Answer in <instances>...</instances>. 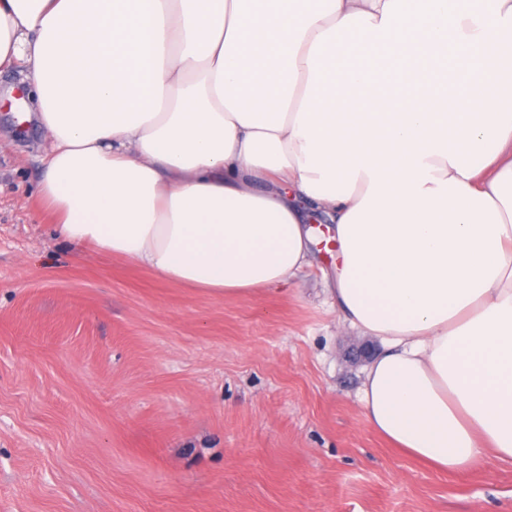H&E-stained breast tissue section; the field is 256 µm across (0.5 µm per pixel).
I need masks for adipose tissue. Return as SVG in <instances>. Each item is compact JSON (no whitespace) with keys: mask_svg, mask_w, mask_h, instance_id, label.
<instances>
[{"mask_svg":"<svg viewBox=\"0 0 512 512\" xmlns=\"http://www.w3.org/2000/svg\"><path fill=\"white\" fill-rule=\"evenodd\" d=\"M54 233L203 293L326 292L369 427L512 465V0H0Z\"/></svg>","mask_w":512,"mask_h":512,"instance_id":"obj_1","label":"adipose tissue"}]
</instances>
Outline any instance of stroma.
Wrapping results in <instances>:
<instances>
[{
	"label": "stroma",
	"instance_id": "35a3bbf8",
	"mask_svg": "<svg viewBox=\"0 0 512 512\" xmlns=\"http://www.w3.org/2000/svg\"><path fill=\"white\" fill-rule=\"evenodd\" d=\"M47 134L0 105V512H512V466L441 474L366 424L376 344L336 262L226 300L49 232Z\"/></svg>",
	"mask_w": 512,
	"mask_h": 512
}]
</instances>
